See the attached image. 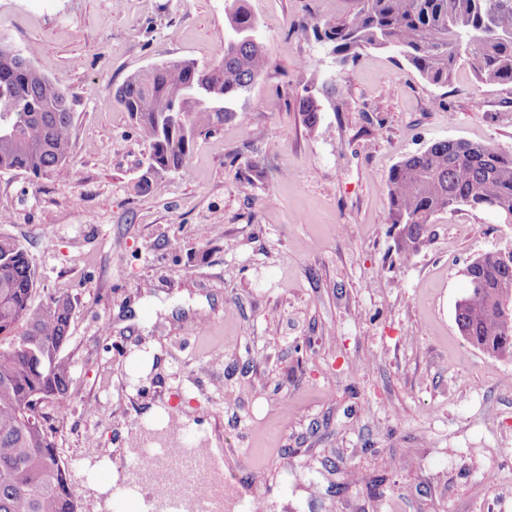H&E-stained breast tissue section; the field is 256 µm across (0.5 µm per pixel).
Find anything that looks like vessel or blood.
Here are the masks:
<instances>
[{"mask_svg":"<svg viewBox=\"0 0 512 512\" xmlns=\"http://www.w3.org/2000/svg\"><path fill=\"white\" fill-rule=\"evenodd\" d=\"M136 450L124 469L129 487L152 485L156 512H222L216 493L223 484V473L212 470L199 449L142 444L132 437Z\"/></svg>","mask_w":512,"mask_h":512,"instance_id":"1","label":"vessel or blood"}]
</instances>
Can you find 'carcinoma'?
<instances>
[{
    "mask_svg": "<svg viewBox=\"0 0 512 512\" xmlns=\"http://www.w3.org/2000/svg\"><path fill=\"white\" fill-rule=\"evenodd\" d=\"M347 14L312 26L314 37L346 64L364 50L403 57L427 82L445 87L456 65L474 67L478 82L512 85V0H349ZM228 33L219 60L199 66L153 64L130 75L118 104L150 141L136 187L160 193L180 171L195 140L235 116L236 105L265 75L266 53L245 0H225ZM62 86L28 57L0 43V172L70 174L73 112ZM312 129L318 105L299 100ZM385 187L391 224L403 225L397 255L419 250L428 226L462 208L490 210L512 224V151L464 140L431 144L396 164ZM467 293L456 307L461 335L487 355L512 360V320L499 317L512 272L494 253L469 264ZM37 273L26 248L0 235V512H77L68 465L56 452L43 408L67 393L72 364L63 354L73 303L59 294L32 303Z\"/></svg>",
    "mask_w": 512,
    "mask_h": 512,
    "instance_id": "carcinoma-1",
    "label": "carcinoma"
}]
</instances>
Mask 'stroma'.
<instances>
[{"label": "stroma", "instance_id": "35a3bbf8", "mask_svg": "<svg viewBox=\"0 0 512 512\" xmlns=\"http://www.w3.org/2000/svg\"><path fill=\"white\" fill-rule=\"evenodd\" d=\"M247 6L265 75L153 194L135 188L149 143L115 91L156 62H212L224 0H0V42L34 47L74 113L68 178L0 173V234L31 256L34 304L73 299L49 423L78 512H98L88 465H122L162 398L221 440L224 512L258 492L264 512H512V362L455 320L465 266L512 243V224L440 215L401 262L385 188L436 141L512 149V86L462 64L438 87L385 50L337 63L311 28L347 0Z\"/></svg>", "mask_w": 512, "mask_h": 512}]
</instances>
